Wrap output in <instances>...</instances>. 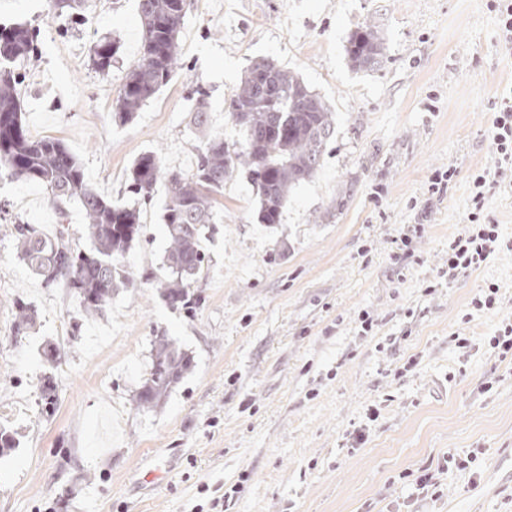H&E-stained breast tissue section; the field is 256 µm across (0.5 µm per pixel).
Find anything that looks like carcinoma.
Listing matches in <instances>:
<instances>
[{"label":"carcinoma","mask_w":512,"mask_h":512,"mask_svg":"<svg viewBox=\"0 0 512 512\" xmlns=\"http://www.w3.org/2000/svg\"><path fill=\"white\" fill-rule=\"evenodd\" d=\"M187 0H138L141 20L139 59L126 72L113 111L120 122L130 120L177 74L179 33ZM39 31L25 25L0 29V176L35 183L50 193L61 216L65 205L82 207L89 250L73 247L69 226L60 223L54 237L33 224H13L18 258L49 286L58 281L80 296L87 315L102 313L112 295L131 285L124 270L125 255L143 236L139 205L153 199L164 184L167 201L162 221L168 247L158 271L149 280L172 309H190L196 299L191 285L208 256L202 232L216 223V196L224 180L241 166L258 199L260 224H279L293 190L312 180L322 167L328 144L336 132L331 106L298 75L273 62H254L231 96L227 112L244 134V142L230 147L224 136L208 128L209 95L195 86L192 123L200 133L195 167L186 173L167 170L153 151L139 154L129 170V200L115 203L88 183L79 161L59 140L29 136L23 112L24 75L15 63L33 59ZM119 46L104 36L94 43L90 59L101 72L112 66ZM346 57L356 71H373L384 56V37L373 25L352 31ZM33 306L20 299L13 334L27 336L36 322ZM191 367V357L167 336L155 338L149 370L135 396L137 407L152 410L176 387ZM42 412L56 408L52 377L39 386Z\"/></svg>","instance_id":"obj_1"}]
</instances>
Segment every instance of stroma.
Listing matches in <instances>:
<instances>
[{
    "label": "stroma",
    "instance_id": "1",
    "mask_svg": "<svg viewBox=\"0 0 512 512\" xmlns=\"http://www.w3.org/2000/svg\"><path fill=\"white\" fill-rule=\"evenodd\" d=\"M83 13L72 29L53 0H0V24L39 31L38 59L22 65L29 134L61 140L105 197L125 200L144 151L194 167V86L210 92L212 131L240 141L226 101L260 58L331 103L336 134L276 226L258 223L245 171L225 181L188 310L144 280L168 244L164 189L141 207L144 236L125 261L133 287L89 316L72 290L25 268L11 234L22 221L52 236L65 219L89 249L81 208L60 217L44 187L0 178V423L19 441L0 456V512H512V364L488 349L512 318V250L443 276L469 176L492 160V106L512 91V49L487 0H188L185 67L126 124L112 100L140 56L137 0H85ZM366 24L385 34L383 63L356 72L344 45ZM106 34L120 49L102 73L89 49ZM450 165L452 188L429 194ZM412 225L406 257L397 241ZM492 284L495 309H473ZM20 298L38 320L16 337ZM158 336L193 367L142 411L134 395ZM471 452L475 471H441L444 456ZM425 470L436 482L426 495L415 487Z\"/></svg>",
    "mask_w": 512,
    "mask_h": 512
}]
</instances>
